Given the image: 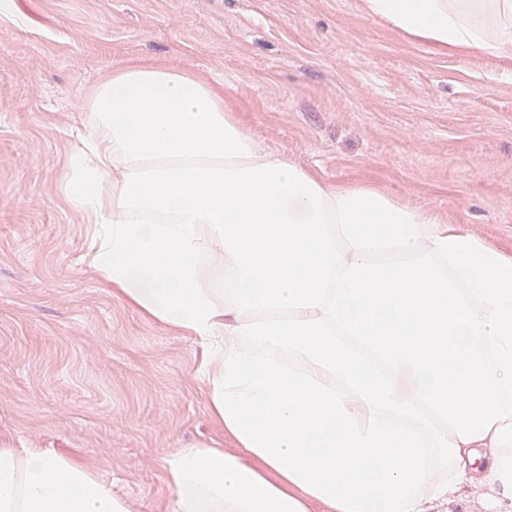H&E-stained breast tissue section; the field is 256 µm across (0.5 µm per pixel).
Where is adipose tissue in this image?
<instances>
[{"mask_svg": "<svg viewBox=\"0 0 512 512\" xmlns=\"http://www.w3.org/2000/svg\"><path fill=\"white\" fill-rule=\"evenodd\" d=\"M441 53H512V0H362ZM62 182L89 264L192 336L234 445L163 454L164 512H512V252L265 146L194 75L130 63ZM0 512H139L97 466L0 442ZM492 492L487 488L462 486L448 508L450 512H485V502Z\"/></svg>", "mask_w": 512, "mask_h": 512, "instance_id": "adipose-tissue-1", "label": "adipose tissue"}]
</instances>
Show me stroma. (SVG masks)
Here are the masks:
<instances>
[{"instance_id":"obj_1","label":"stroma","mask_w":512,"mask_h":512,"mask_svg":"<svg viewBox=\"0 0 512 512\" xmlns=\"http://www.w3.org/2000/svg\"><path fill=\"white\" fill-rule=\"evenodd\" d=\"M145 62L224 90L272 150L512 251V58L436 52L361 0H8L0 13V435L158 512L160 453L221 442L193 337L113 295L60 175L92 87Z\"/></svg>"}]
</instances>
